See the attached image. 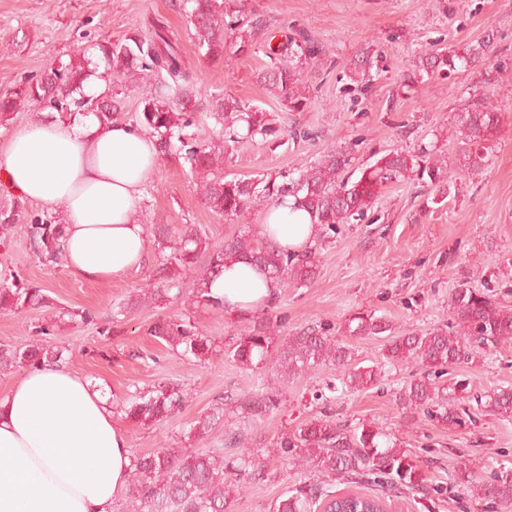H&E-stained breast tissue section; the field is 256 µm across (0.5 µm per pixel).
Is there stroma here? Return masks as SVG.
Returning a JSON list of instances; mask_svg holds the SVG:
<instances>
[{
	"mask_svg": "<svg viewBox=\"0 0 512 512\" xmlns=\"http://www.w3.org/2000/svg\"><path fill=\"white\" fill-rule=\"evenodd\" d=\"M246 15L258 25V39L291 30L305 31L322 48L321 57L304 64L301 79L310 104L291 112L256 75L269 62L264 52L243 55L226 47L224 58L199 56L180 0H0V90L38 76L50 64L68 62L88 44L105 43L140 31L154 17L163 18L177 39L200 90L198 119L209 124L212 96L228 92L262 108L284 130L276 143L262 137L242 140L224 157L225 176H298L330 147L352 143L356 160L404 149L435 148L447 154L451 186L445 203H429L430 190L414 181L385 187L374 205L373 221L339 225L322 246L318 276L303 288L277 292L273 312L287 329L319 325L340 333L350 313L369 310L383 316L395 335L426 332L450 322V294L460 285L488 288L512 305V0H247ZM492 39L491 60L503 72L497 82L483 80L482 66L458 70L402 88L412 62L436 49L462 51ZM381 49L384 58L367 85L351 81L348 63L362 50ZM481 96L502 113V125L489 148L480 175L464 166L465 147L454 135L456 114L471 97ZM141 224H191L220 242L234 235L237 222L212 212L198 194L194 178L173 157L161 159L146 188L138 214ZM153 263L126 278L88 281L64 265L40 263L30 247L27 224L15 225L0 245V270L18 282L43 288L49 306L16 315L0 313V347L34 338L38 326L66 310H95L112 326L110 338L95 327L56 321L54 340L65 346V368L86 377L121 403L135 389L163 382L182 387L183 408L171 419L141 426L114 419L125 431L131 455L170 448L188 455L212 447L196 440L195 421L220 406L235 423L240 399L257 388L277 390L281 411L257 431L272 438L295 423L317 417L315 401L327 372L296 381L263 377L240 368L223 355L197 365L148 335L160 316L189 317L217 345L228 344L240 325L235 317L177 300L145 306L117 316L135 289L149 287ZM408 365L392 367L383 388L337 395L340 420L372 422L403 441L413 456L433 459L430 490L387 491L385 498L403 512H502L475 498L465 486H449L448 473L466 462L474 479L487 480L499 465L512 466V418L479 416L476 423L443 428L402 415L391 393L409 380ZM448 382L468 381L480 394L512 386V342L481 353L453 369ZM285 482L276 477L248 485L234 498L233 512H272Z\"/></svg>",
	"mask_w": 512,
	"mask_h": 512,
	"instance_id": "35a3bbf8",
	"label": "stroma"
}]
</instances>
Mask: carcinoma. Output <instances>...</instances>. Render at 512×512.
I'll return each instance as SVG.
<instances>
[{
	"label": "carcinoma",
	"mask_w": 512,
	"mask_h": 512,
	"mask_svg": "<svg viewBox=\"0 0 512 512\" xmlns=\"http://www.w3.org/2000/svg\"><path fill=\"white\" fill-rule=\"evenodd\" d=\"M185 12L194 29V40L201 57L218 61L224 58V41L235 36L237 51L255 50L256 25L245 21L246 0H184ZM491 41L470 45L463 53L435 51L418 57L404 78L409 88L426 78L446 76L481 64L488 59ZM95 48L106 62L108 85L100 95H87L81 85L88 60L81 55L67 63L52 66L35 79L16 89L0 93V121L21 107L92 115L108 127L121 118L123 98L112 83L159 81L158 89L141 98L139 124L155 137L158 156L174 155L197 181L205 205L214 213L240 221L258 206H270L285 196L295 198L297 207L306 211L319 233L313 246L290 251L270 239L262 224H241L235 235L222 243L203 237L188 225L157 224L154 235L159 250L154 269V284L127 299L126 309L139 308L146 301H168L182 297L193 304L223 308V300L211 294L213 280L224 268L244 262L260 269L282 288H301L318 274L317 248L336 233L340 224L362 221L373 208L380 190L390 183L416 180L431 187L432 203L445 201L450 185L448 159L434 157L425 148L419 151L393 150L373 161L353 165V149L337 146L322 152L314 165L296 179L278 183L268 179L232 177L222 173L224 153L245 138L256 135L277 136L278 129L270 113L254 109L226 93L213 100L215 124L203 141L185 139V130L196 125L195 106L198 89L178 41L164 20L148 22V34H133ZM322 49L309 36L298 33L285 36L279 48H269L270 66L256 78L279 98L290 112H301L307 105L306 88L300 79V66L318 58ZM380 53L366 50L350 63L353 77H365L377 65ZM501 126L498 109L477 98L457 114L456 138L467 145L465 166L473 172L484 166L486 149ZM30 223L33 252L45 264L62 261L61 222L51 213L33 214L25 203L11 199L0 202V239H6L13 226ZM43 300L41 289L21 285L7 278L0 281V312L19 314L28 305ZM267 304L239 318L241 333L231 337L224 357L241 368L258 372L270 368L284 380H296L326 368L338 376L325 382L323 389L334 393L360 391L381 383L387 368L414 364L412 379L394 392L402 411L422 416L443 428L461 427L469 416L462 406L468 397L462 383L444 381L448 368L474 361L484 350L512 340V308L496 302L475 288L456 289L449 300L451 323L428 332L392 335L389 322L372 311L357 312L345 323L344 335L354 339L375 338L384 341L383 359L368 366L353 362L350 344L311 326L282 336L283 323ZM70 319L93 325L106 338L112 325L102 324L90 309L70 312ZM41 337L20 348L0 349V370L35 368L63 361L64 348L49 341L53 327L38 330ZM148 334L181 356L206 362L217 353L215 340L193 321L171 316L158 317ZM185 396L177 384L167 383L140 392L123 405L129 421L142 426L168 420L183 407ZM482 411L502 418L512 417V388H496L474 398ZM281 396L272 390H257L244 396L237 406L238 419L256 426L280 412ZM224 417L217 406L200 417L191 432L207 438ZM310 470L347 484L369 481L391 487L400 486L424 493L428 484L429 459L419 460L403 449V441L369 423L350 426L336 420L332 412L298 423L268 440L253 439L248 448L235 454L217 456L209 449L179 456L169 448H158L131 460L132 489L127 505L130 512H232V492L242 484L269 479L268 468ZM451 485L470 487L473 495L506 508L512 507V467L501 469L486 481L474 482L464 467L448 475ZM383 498L367 492L344 496L329 483H298L273 506V512H331L341 507L381 509Z\"/></svg>",
	"instance_id": "carcinoma-1"
}]
</instances>
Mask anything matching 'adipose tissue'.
Masks as SVG:
<instances>
[{
  "label": "adipose tissue",
  "mask_w": 512,
  "mask_h": 512,
  "mask_svg": "<svg viewBox=\"0 0 512 512\" xmlns=\"http://www.w3.org/2000/svg\"><path fill=\"white\" fill-rule=\"evenodd\" d=\"M159 165L153 137L125 123L80 114L43 117L0 143V172L14 192L62 210L64 266L107 281L139 269L149 242L137 214ZM265 226L298 249L318 230L292 199L270 206ZM211 290L227 314L256 310L276 281L240 262ZM126 434L90 381L58 365L28 370L0 398V512H112L130 472Z\"/></svg>",
  "instance_id": "obj_1"
}]
</instances>
